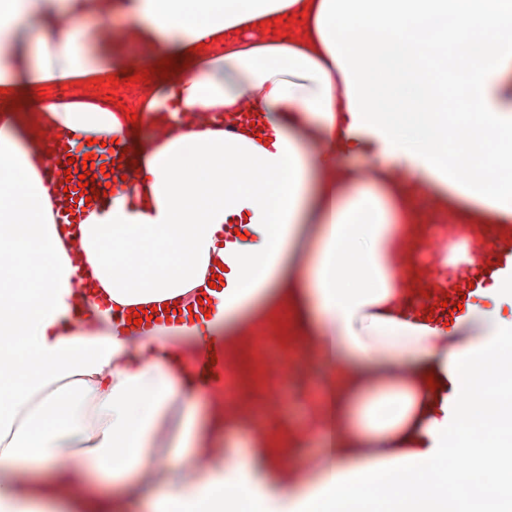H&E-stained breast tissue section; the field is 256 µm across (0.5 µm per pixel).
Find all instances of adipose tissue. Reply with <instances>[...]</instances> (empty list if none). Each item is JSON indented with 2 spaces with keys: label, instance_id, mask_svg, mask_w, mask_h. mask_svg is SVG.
<instances>
[{
  "label": "adipose tissue",
  "instance_id": "obj_1",
  "mask_svg": "<svg viewBox=\"0 0 512 512\" xmlns=\"http://www.w3.org/2000/svg\"><path fill=\"white\" fill-rule=\"evenodd\" d=\"M128 70L153 86L133 121L37 96ZM381 74L397 111L375 101ZM243 111L255 124L225 130ZM52 134L137 153L76 240L54 222ZM511 169L512 0H0V512H347L370 495L474 512L473 476L512 486L495 442H471L505 419L491 388L512 310L492 287L447 324L409 301L443 226L456 268L485 226H512ZM76 253L110 311L74 289ZM218 274L231 288H209ZM203 291L209 316L147 336L123 320ZM248 332L303 340L323 452L267 421L268 397L198 371ZM461 455L479 467L446 474Z\"/></svg>",
  "mask_w": 512,
  "mask_h": 512
}]
</instances>
